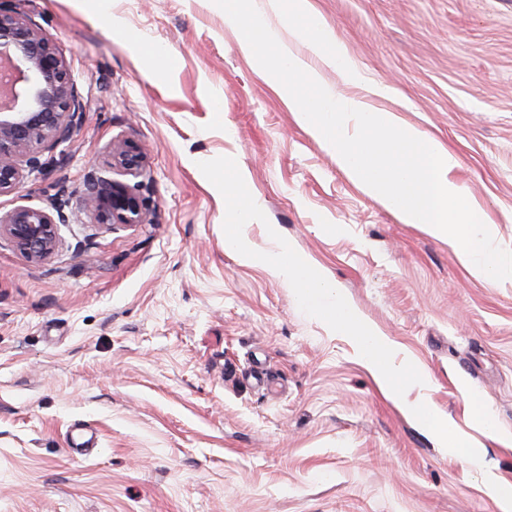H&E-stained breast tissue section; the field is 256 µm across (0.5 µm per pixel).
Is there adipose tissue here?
<instances>
[{
    "instance_id": "adipose-tissue-1",
    "label": "adipose tissue",
    "mask_w": 512,
    "mask_h": 512,
    "mask_svg": "<svg viewBox=\"0 0 512 512\" xmlns=\"http://www.w3.org/2000/svg\"><path fill=\"white\" fill-rule=\"evenodd\" d=\"M290 10L293 15L308 17L314 32L308 44L312 52L319 55L322 64L328 68L338 69L349 82H360L361 75L344 47L337 46L335 53H325V46L335 44L336 37L328 26L313 14L310 0H290ZM266 264L278 277L295 288L307 307L337 329L354 336L386 391L397 389L400 380L405 376V371L394 366L391 361V341L368 324L327 277L308 266L300 255L294 252L286 255L279 252L269 255ZM410 412L424 430L447 446L451 454L464 460L474 470L486 469L485 452L470 447L466 441L457 437L449 419L425 403L411 407Z\"/></svg>"
}]
</instances>
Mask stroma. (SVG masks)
Segmentation results:
<instances>
[{"label":"stroma","mask_w":512,"mask_h":512,"mask_svg":"<svg viewBox=\"0 0 512 512\" xmlns=\"http://www.w3.org/2000/svg\"><path fill=\"white\" fill-rule=\"evenodd\" d=\"M374 99L460 158L458 182L512 250V0H311ZM81 95L63 160L23 200L69 196L33 263L0 238V512H496L481 475L408 414L447 416L512 482V278L367 194L295 119L213 0H28ZM146 153L150 223L82 204L112 145ZM240 178L263 221L224 233ZM290 248L394 344L386 395L354 337L263 256ZM264 367L276 389L257 386ZM489 409L476 419L474 403ZM95 448L68 451L74 424Z\"/></svg>","instance_id":"35a3bbf8"}]
</instances>
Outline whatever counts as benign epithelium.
<instances>
[{
    "mask_svg": "<svg viewBox=\"0 0 512 512\" xmlns=\"http://www.w3.org/2000/svg\"><path fill=\"white\" fill-rule=\"evenodd\" d=\"M0 197L11 196L32 175L43 173L53 153L69 142L83 117L73 74L63 55L25 12L23 0H0ZM145 153L132 140L112 144L110 169L138 179ZM83 203L107 229L147 224L149 212L123 181L90 175ZM66 201L54 194L47 205L13 203L0 210V235L28 260L41 262L56 250L59 226L68 223Z\"/></svg>",
    "mask_w": 512,
    "mask_h": 512,
    "instance_id": "7a95c632",
    "label": "benign epithelium"
}]
</instances>
